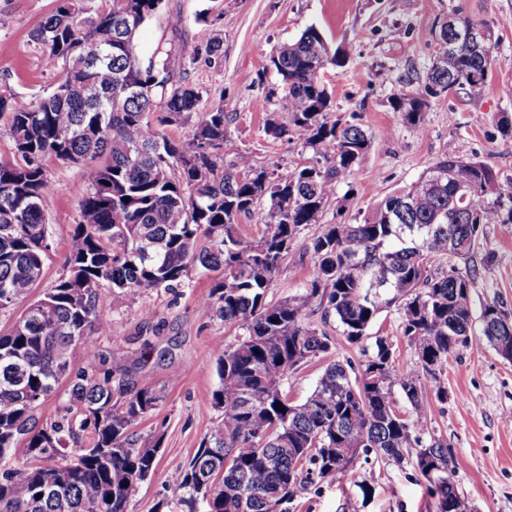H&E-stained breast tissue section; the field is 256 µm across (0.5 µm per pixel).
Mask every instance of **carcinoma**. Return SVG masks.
I'll return each instance as SVG.
<instances>
[{"instance_id": "carcinoma-1", "label": "carcinoma", "mask_w": 512, "mask_h": 512, "mask_svg": "<svg viewBox=\"0 0 512 512\" xmlns=\"http://www.w3.org/2000/svg\"><path fill=\"white\" fill-rule=\"evenodd\" d=\"M161 2L58 0L31 38L46 65L62 69L60 83L34 103L0 92V129L12 142V157L0 159V312L19 300L13 286L40 283L49 258L54 185L42 160L86 172L64 273L0 333V460L23 446L21 462L0 468V512H127L159 454V441L135 426L163 395L113 385L118 371L102 351L80 367L76 358L109 328L97 310L102 287L121 309L143 290L185 285L194 269L218 273L201 312L237 339L216 347L219 416L171 476L168 512H288L297 489L339 481L372 455L409 465L433 512L466 508L451 489L454 454L427 435L424 413L448 400L440 375L460 351L456 337L478 330L512 361V324L494 316L502 306L475 314L473 275L450 263L470 254L483 225L512 224V193L503 198L492 167L450 146L360 221L323 223L337 183L371 145L361 126L329 118L320 74L343 67L349 52L331 49L311 25L270 57L287 88L288 120L271 116L265 132L313 149L327 143L332 153L291 171L275 159L259 165L227 135L223 106L199 107L183 72L140 61L138 33ZM454 23L448 32L435 26L423 90L392 102L412 132L431 100L460 91L478 98L486 88L491 30L460 15ZM190 120L189 139L166 133ZM258 209L263 230L245 240L240 218ZM311 225L314 279L300 295L268 299L293 240ZM313 301L351 343L397 308L420 372L399 371L378 337L366 360H330L312 393L291 401L288 375L333 355L331 337L305 321ZM64 380L68 402L37 425L36 411ZM396 388L411 410L399 409Z\"/></svg>"}]
</instances>
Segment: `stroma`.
I'll use <instances>...</instances> for the list:
<instances>
[{
    "label": "stroma",
    "instance_id": "obj_1",
    "mask_svg": "<svg viewBox=\"0 0 512 512\" xmlns=\"http://www.w3.org/2000/svg\"><path fill=\"white\" fill-rule=\"evenodd\" d=\"M56 6L57 0H0V92L34 102L59 83L60 70L46 67L42 47L30 37ZM458 13L492 31L495 45L485 92L431 103L422 130L410 132L391 102L396 94L422 89L433 60L434 28ZM312 25L332 46L350 52L345 67L328 68L321 76L334 117L361 125L371 137L368 152L337 186L345 199L344 214L328 206L325 223L363 217L382 196L415 182L450 146L463 157L487 163L502 192H512V138L498 128L504 114L512 115V0H162L140 29L137 53L184 71L199 89L202 107L223 105L228 134L257 163L276 159L290 170L316 161L317 155L264 130L284 94L269 58ZM204 28L219 40L218 51L206 53L200 38ZM43 165L55 187L46 213L51 259L41 282L12 309L0 312L2 332L61 276L79 215L84 167L51 158ZM314 233V227H306L294 240L268 290L270 298L299 294L311 280ZM456 264L474 272V308L495 300L512 312V224L483 225L472 252ZM213 281V273L196 271L183 287L148 290L120 309L112 305L110 288L99 291L98 311L109 331L94 338V347L125 373L129 388L152 386L165 394L137 428L143 436L161 434L162 443L155 471L128 512H155L172 472L195 454L217 420L214 347L220 341L233 343L235 335L198 310ZM147 308L154 313L149 320L143 317ZM307 313L308 323L331 337L337 355L360 362L375 338L383 337L401 371L417 370L418 357L402 333L396 309L382 311L361 344L349 343L335 321H323L316 305H309ZM145 339L151 348L144 354L140 345ZM441 379L448 401L428 413L427 431L451 445L459 494L473 512H512V423L503 419L512 413V363L477 336L449 360ZM428 502L425 485L411 467L379 458L348 478L300 495L291 512H429Z\"/></svg>",
    "mask_w": 512,
    "mask_h": 512
}]
</instances>
